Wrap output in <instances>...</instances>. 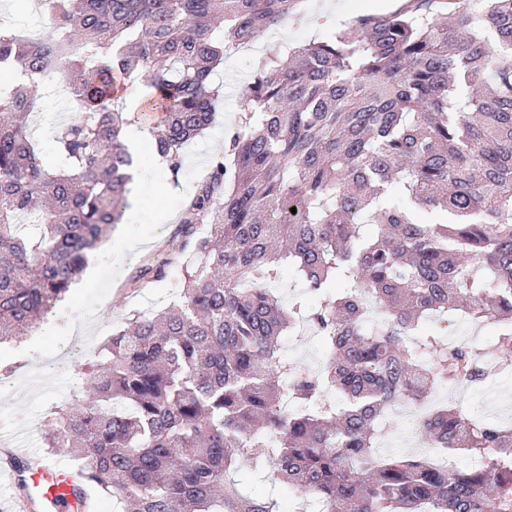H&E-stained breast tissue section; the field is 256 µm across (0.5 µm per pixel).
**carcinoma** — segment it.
Returning <instances> with one entry per match:
<instances>
[{"label": "carcinoma", "instance_id": "carcinoma-1", "mask_svg": "<svg viewBox=\"0 0 512 512\" xmlns=\"http://www.w3.org/2000/svg\"><path fill=\"white\" fill-rule=\"evenodd\" d=\"M299 2L41 0L49 36L0 30V65L24 76L0 92V342L31 335L123 222L129 84L161 105L155 150L175 173L213 122L224 57ZM436 3L286 55L268 47L224 154L130 280L178 262L180 305L126 318L81 382L93 399L47 428L101 494L132 512H278L231 478L246 460L326 512H512L511 427L440 405L415 423L422 447L479 466L375 452L389 409L486 378L481 354L430 332L431 317L504 324L495 343L512 367V0H450L446 24ZM48 57L78 109L49 156L30 123L36 81L56 76ZM395 184L408 205L389 201ZM433 208L448 221L416 219ZM285 267L305 288L286 306L270 289ZM306 324L323 340L316 372L281 355Z\"/></svg>", "mask_w": 512, "mask_h": 512}]
</instances>
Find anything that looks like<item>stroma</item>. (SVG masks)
Returning a JSON list of instances; mask_svg holds the SVG:
<instances>
[{
	"mask_svg": "<svg viewBox=\"0 0 512 512\" xmlns=\"http://www.w3.org/2000/svg\"><path fill=\"white\" fill-rule=\"evenodd\" d=\"M397 0H301L296 14L269 32L265 40L228 55L215 76L222 98L215 124L183 149L180 180L193 184L211 159L224 150V133L238 118L239 96L243 86L261 69L268 45L283 50L322 39L359 17L391 14ZM13 28L32 30L34 36L46 35L49 20L38 0H0V20ZM40 107L33 117V134L42 144H49L50 123L63 116H73L74 104L61 97L54 80L43 81L37 90ZM130 208L147 214L166 211L163 223L120 224L112 231L116 250L122 251L121 270L97 265L92 277L80 279L71 288L61 306L70 316L69 324H55L45 334L28 336L20 343H0V368H11V387L0 390V434L17 433L25 445L78 465L77 457L63 448H47L43 424L57 407L84 400L77 383L79 373L98 360L101 345L111 336L123 318L132 311L162 309L179 302L182 273L172 267L166 280L150 284L136 296H129L127 284L152 256L164 239L170 237L181 220V197L143 189L131 193ZM137 240L133 251H125L127 240ZM429 330L447 339L463 338L467 345L481 348L488 377L480 386L460 384L433 393L437 402H450L463 412L491 422L512 426V377L501 375V360L493 339L498 325H475L458 317L435 320Z\"/></svg>",
	"mask_w": 512,
	"mask_h": 512,
	"instance_id": "1",
	"label": "stroma"
}]
</instances>
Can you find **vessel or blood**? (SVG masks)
Wrapping results in <instances>:
<instances>
[{"instance_id": "1", "label": "vessel or blood", "mask_w": 512, "mask_h": 512, "mask_svg": "<svg viewBox=\"0 0 512 512\" xmlns=\"http://www.w3.org/2000/svg\"><path fill=\"white\" fill-rule=\"evenodd\" d=\"M17 451L15 441H0V473L10 487L26 485L28 495L13 499L15 512H90L92 504L88 488H76L71 468L57 459L32 453L31 464L15 468L11 458Z\"/></svg>"}]
</instances>
